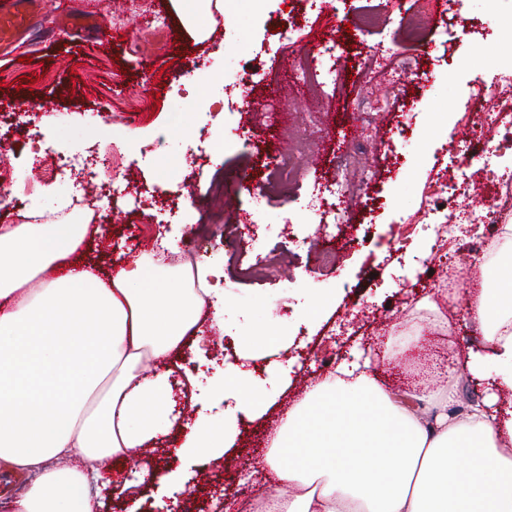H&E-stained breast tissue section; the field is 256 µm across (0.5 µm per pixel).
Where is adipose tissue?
<instances>
[{
    "label": "adipose tissue",
    "instance_id": "ef3b65f1",
    "mask_svg": "<svg viewBox=\"0 0 512 512\" xmlns=\"http://www.w3.org/2000/svg\"><path fill=\"white\" fill-rule=\"evenodd\" d=\"M187 32L224 0H172ZM84 224L0 226V460L32 480L12 512H99L96 478L76 459H112L178 429L185 459L223 458L240 418H260L273 398L235 365L246 397H196L197 418L175 413L164 362L203 322L223 326L226 298L206 262L176 268L130 259L115 273L60 259L84 242ZM487 353H469L471 374L492 373L512 392V312L497 316ZM371 358L341 362L333 381L311 388L282 420L267 463L288 496L274 512H512V411L492 401L449 413L455 393L400 394L369 373Z\"/></svg>",
    "mask_w": 512,
    "mask_h": 512
}]
</instances>
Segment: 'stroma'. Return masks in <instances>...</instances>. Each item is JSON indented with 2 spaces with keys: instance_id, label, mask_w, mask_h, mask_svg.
<instances>
[{
  "instance_id": "obj_1",
  "label": "stroma",
  "mask_w": 512,
  "mask_h": 512,
  "mask_svg": "<svg viewBox=\"0 0 512 512\" xmlns=\"http://www.w3.org/2000/svg\"><path fill=\"white\" fill-rule=\"evenodd\" d=\"M67 2L42 0L30 29L10 48H0V143L8 149L0 165L8 174L0 179V225L55 223L59 199L76 193L70 178L33 176L26 157L39 140L55 139L63 157L117 145L131 187L112 194V220L89 231L85 260L106 267L132 251L152 253L161 230L180 244L196 239V258L219 259L228 303L223 328L206 329L202 346L186 343L175 364L194 373L223 356L238 362L249 351V367L260 380H288L262 419L239 421L222 464L187 466L160 448L144 454V464L161 475L188 468L186 488L196 491L205 512H224L212 503L219 495L241 506L277 495L280 485L260 460L266 435L308 375L336 354L376 342L390 328L417 357L485 350L479 323L447 297L423 289L418 276L444 209L435 208L432 223L410 225L401 251H394L391 234L400 216L421 213L425 192L448 166L449 142L477 107L480 83L496 80L497 62H512V40L495 32L496 15L511 14L512 0H466L456 17L444 0H434V22L423 41L402 43L416 70L396 85L378 87L365 68L391 33L364 28L361 19L408 11L413 0H332L320 11L311 9L310 0H230L224 12L213 13L214 33L204 41L189 38L169 0H120L102 34L64 33L58 18ZM336 37L345 44L350 77L327 92V104L317 105L297 79L290 53L294 46L311 49ZM200 59L219 62L224 71L247 69L254 77L246 91L227 96L206 72L194 69ZM23 75L35 78V85H20ZM287 85L294 96L284 97ZM368 96L394 105L381 128L365 134V158L377 175L367 205L351 217L361 227V241L337 250L330 266L308 243L315 231L309 196L333 176V152L351 123L352 99ZM274 102L287 112L289 129L317 125L322 149L304 159L295 201L259 211L246 190L235 188L234 212L221 224L214 194L224 188L225 175L244 171L265 180V154L282 142L284 125L269 111ZM24 104L30 110L20 121L16 113ZM206 111L207 140H189ZM400 121L407 134L397 138L392 128ZM158 140L161 151L142 153V146ZM164 183L186 190L176 210L150 199V189ZM16 197L27 201L26 211L12 209ZM228 226L233 244L226 247L220 239Z\"/></svg>"
}]
</instances>
